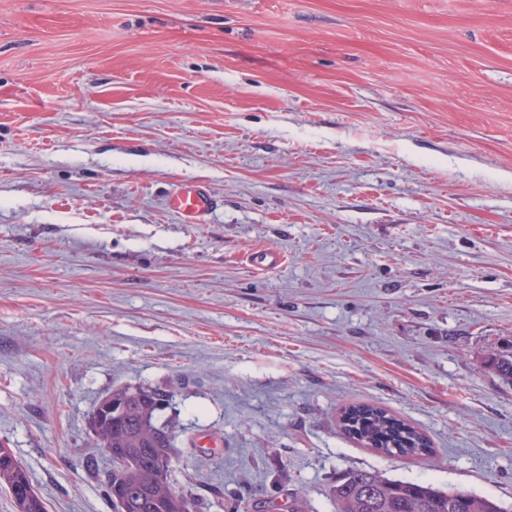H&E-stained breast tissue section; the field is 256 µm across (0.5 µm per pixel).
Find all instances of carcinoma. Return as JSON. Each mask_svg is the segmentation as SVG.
Masks as SVG:
<instances>
[{"label":"carcinoma","instance_id":"1","mask_svg":"<svg viewBox=\"0 0 512 512\" xmlns=\"http://www.w3.org/2000/svg\"><path fill=\"white\" fill-rule=\"evenodd\" d=\"M484 365L512 383V354H493ZM110 395L127 405L124 415L100 423L91 414L96 448L121 453L123 464L105 473V487L115 512H193L195 501L172 477L175 421L160 426L151 419L169 403L168 390L120 387ZM344 431L358 442L385 454L430 453L427 436L386 409L357 404L341 415ZM0 488L9 492L16 512H47L23 465L0 452ZM333 512H502L495 501L465 490H441L430 484L391 479L379 472L349 470L329 491Z\"/></svg>","mask_w":512,"mask_h":512}]
</instances>
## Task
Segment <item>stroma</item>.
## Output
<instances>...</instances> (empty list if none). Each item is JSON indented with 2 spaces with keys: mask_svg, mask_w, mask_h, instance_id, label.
<instances>
[{
  "mask_svg": "<svg viewBox=\"0 0 512 512\" xmlns=\"http://www.w3.org/2000/svg\"><path fill=\"white\" fill-rule=\"evenodd\" d=\"M506 350L512 0H0V445L48 512H113L89 417L138 384L201 512H331L352 469L512 512ZM171 206L186 224H203L213 203L203 186L185 184L172 195ZM341 424L353 439L385 454L419 456L431 451L423 432L379 406H349L341 415Z\"/></svg>",
  "mask_w": 512,
  "mask_h": 512,
  "instance_id": "stroma-1",
  "label": "stroma"
}]
</instances>
